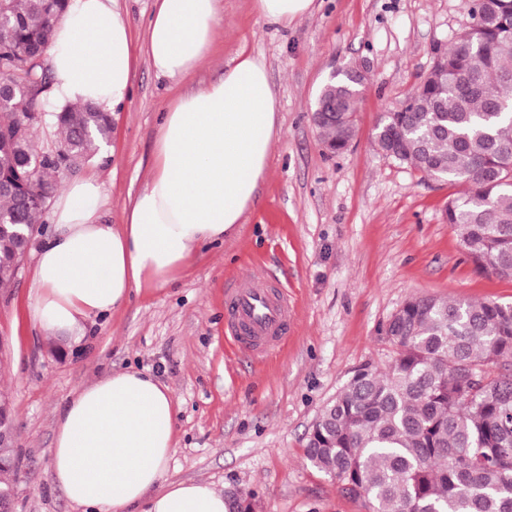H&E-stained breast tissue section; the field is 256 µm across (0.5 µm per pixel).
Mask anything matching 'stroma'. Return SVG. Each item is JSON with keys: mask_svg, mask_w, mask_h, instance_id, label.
<instances>
[{"mask_svg": "<svg viewBox=\"0 0 512 512\" xmlns=\"http://www.w3.org/2000/svg\"><path fill=\"white\" fill-rule=\"evenodd\" d=\"M213 53L184 77L156 73L144 50L156 0H116L130 26L132 89L112 138L65 181L101 186L102 223L123 221L147 181L162 112L182 92L218 81L240 50L261 56L278 101V136L257 200L238 229L201 248L176 281L132 293L84 336H51L35 317L33 269L55 232L44 221L17 279L0 293V391L13 400L20 463L16 512H83L54 483L50 450L67 398L129 368L154 375L176 411L164 482L250 495L256 512H368L313 468L306 436L323 407L366 364L391 355L384 328L411 297L512 303V280L477 273L445 208L457 186L380 153L376 125L429 73L436 49L471 24L472 0H314L282 26L253 0H222ZM363 65L368 82L347 148L331 152L311 119L331 72ZM262 267L288 289L294 325L262 360L224 340V286Z\"/></svg>", "mask_w": 512, "mask_h": 512, "instance_id": "stroma-1", "label": "stroma"}]
</instances>
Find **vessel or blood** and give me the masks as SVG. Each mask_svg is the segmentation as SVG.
I'll return each instance as SVG.
<instances>
[{
    "label": "vessel or blood",
    "instance_id": "b4317fda",
    "mask_svg": "<svg viewBox=\"0 0 512 512\" xmlns=\"http://www.w3.org/2000/svg\"><path fill=\"white\" fill-rule=\"evenodd\" d=\"M292 325L287 289L261 269L226 285L224 334L239 351L265 354L287 338Z\"/></svg>",
    "mask_w": 512,
    "mask_h": 512
}]
</instances>
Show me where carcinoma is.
<instances>
[{"label":"carcinoma","mask_w":512,"mask_h":512,"mask_svg":"<svg viewBox=\"0 0 512 512\" xmlns=\"http://www.w3.org/2000/svg\"><path fill=\"white\" fill-rule=\"evenodd\" d=\"M70 0H0V292L15 279V232L39 224L69 168L112 134L89 105L58 109L37 62ZM472 25L437 51L430 77L384 113L375 141L391 158L464 191L445 215L478 273L512 279V0H473ZM362 88L336 76V112L319 132L344 149ZM51 120L57 158L35 130ZM393 355L364 366L323 409L305 457L370 512H512V303L408 300L387 322ZM227 512H253L237 489Z\"/></svg>","instance_id":"cac0c4a2"}]
</instances>
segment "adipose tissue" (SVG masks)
I'll return each instance as SVG.
<instances>
[{
	"label": "adipose tissue",
	"mask_w": 512,
	"mask_h": 512,
	"mask_svg": "<svg viewBox=\"0 0 512 512\" xmlns=\"http://www.w3.org/2000/svg\"><path fill=\"white\" fill-rule=\"evenodd\" d=\"M218 0H157L146 53L160 74L190 73L207 57ZM57 106L113 112L132 87L130 29L115 0H72L55 27L51 56ZM277 99L262 58L239 52L223 78L179 95L161 117L150 178L120 224L98 221L99 187L68 184L55 204L56 235L34 272L36 317L51 334L119 309L131 291L177 280L204 243L242 224L254 205L277 137ZM175 446L166 387L137 371L115 372L69 397L51 450L54 482L94 512H226L223 492L198 482L163 483Z\"/></svg>",
	"instance_id": "1"
}]
</instances>
